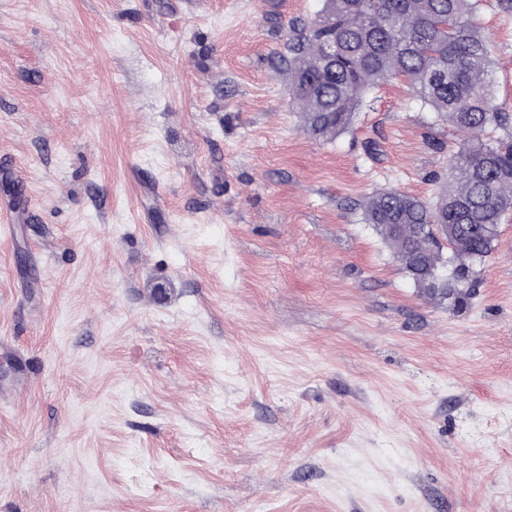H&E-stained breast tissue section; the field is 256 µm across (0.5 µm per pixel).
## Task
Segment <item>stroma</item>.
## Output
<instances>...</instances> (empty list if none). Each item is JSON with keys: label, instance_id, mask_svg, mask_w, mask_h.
Masks as SVG:
<instances>
[{"label": "stroma", "instance_id": "35a3bbf8", "mask_svg": "<svg viewBox=\"0 0 512 512\" xmlns=\"http://www.w3.org/2000/svg\"><path fill=\"white\" fill-rule=\"evenodd\" d=\"M322 7L0 0V512H512V210L465 303L415 286L361 207L464 138L402 79L307 132Z\"/></svg>", "mask_w": 512, "mask_h": 512}]
</instances>
